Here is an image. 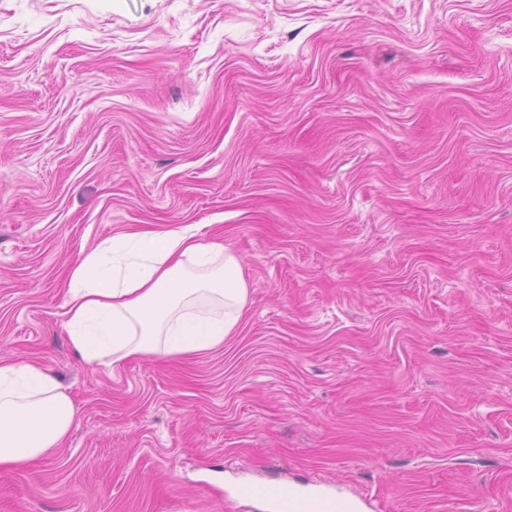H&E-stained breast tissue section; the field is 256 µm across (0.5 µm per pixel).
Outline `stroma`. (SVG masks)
<instances>
[{
	"label": "stroma",
	"mask_w": 512,
	"mask_h": 512,
	"mask_svg": "<svg viewBox=\"0 0 512 512\" xmlns=\"http://www.w3.org/2000/svg\"><path fill=\"white\" fill-rule=\"evenodd\" d=\"M196 224L243 259L204 354L89 365L82 252ZM0 358L77 410L0 512H512V0H0ZM243 500L263 503L269 512H365L371 507L366 498L354 499L319 489L303 490L293 481H244L236 488Z\"/></svg>",
	"instance_id": "stroma-1"
}]
</instances>
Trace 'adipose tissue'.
Segmentation results:
<instances>
[{
  "label": "adipose tissue",
  "instance_id": "adipose-tissue-1",
  "mask_svg": "<svg viewBox=\"0 0 512 512\" xmlns=\"http://www.w3.org/2000/svg\"><path fill=\"white\" fill-rule=\"evenodd\" d=\"M249 300L242 259L192 225L122 231L71 268L64 330L86 364L202 354L223 343ZM78 411L30 361L0 359V467L60 447Z\"/></svg>",
  "mask_w": 512,
  "mask_h": 512
}]
</instances>
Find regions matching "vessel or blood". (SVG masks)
<instances>
[{
  "instance_id": "obj_1",
  "label": "vessel or blood",
  "mask_w": 512,
  "mask_h": 512,
  "mask_svg": "<svg viewBox=\"0 0 512 512\" xmlns=\"http://www.w3.org/2000/svg\"><path fill=\"white\" fill-rule=\"evenodd\" d=\"M243 500L263 503L269 512H364L368 499L334 495L319 489H302L292 481H244L236 488Z\"/></svg>"
}]
</instances>
